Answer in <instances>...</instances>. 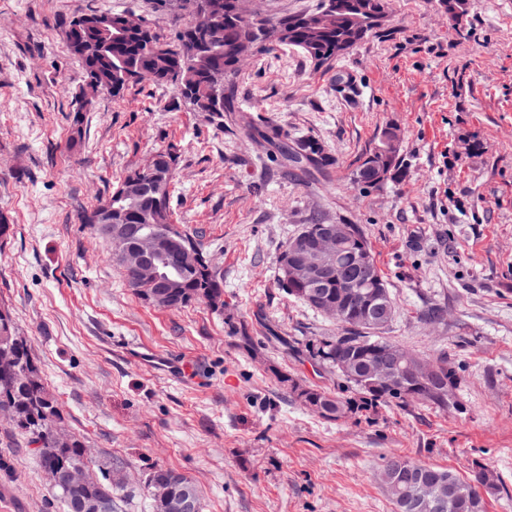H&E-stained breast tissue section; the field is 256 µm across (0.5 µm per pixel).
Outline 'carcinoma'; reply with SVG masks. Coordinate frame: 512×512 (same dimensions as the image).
I'll return each instance as SVG.
<instances>
[{"instance_id":"carcinoma-1","label":"carcinoma","mask_w":512,"mask_h":512,"mask_svg":"<svg viewBox=\"0 0 512 512\" xmlns=\"http://www.w3.org/2000/svg\"><path fill=\"white\" fill-rule=\"evenodd\" d=\"M179 7L195 13L200 10L211 16L209 32L198 35L192 24L179 30L172 41L163 42L148 31L144 34L122 26L121 12H92L81 15L84 23L77 26L70 20L66 42L70 53L78 58L84 80L112 85V96L120 95L129 84L149 81L173 87L177 103H184L196 112H214L216 107L231 112L234 107L224 96V83L236 73L241 62L253 52L273 46L298 48L309 58L322 64L336 58L339 45L352 49L379 25L384 0H319L316 10L289 15L280 19L255 14L244 19L237 14L236 0H177ZM326 14L328 23L318 21ZM111 25L103 24L105 19ZM258 137L289 162L300 168L325 166L330 158L324 146L311 138L288 142L272 126L257 131ZM384 142L372 150L353 173L355 183L376 187L392 178L405 175L399 151L383 150ZM176 157L170 152L156 155L151 171L134 170L112 190L105 200L82 215V223L93 234H98L97 217L110 209L114 224H137L156 239V262L170 280L174 301L166 304L154 296V289H135L144 302L158 308H183L191 303H204L213 310L224 309V276L215 269L207 254L195 239L175 224L170 200L174 181ZM357 236L343 245L335 261L350 270L358 265L360 250H370L360 229ZM176 236L180 244L173 248L169 238ZM288 295L320 313L324 309L310 301L312 288L304 282L282 279ZM356 304L345 311L340 324L349 331L334 341L323 344L320 357L332 367L343 355L351 357L360 371L370 369L379 346H394L388 341L361 335L372 326L359 319ZM417 369L428 366L434 377L414 380L407 390L393 391L377 385H364L345 373H340L374 402H416L448 410V387L455 386L454 370L448 367V356L443 354L434 362L407 352ZM0 408L7 409L5 420L18 432L37 445V455L43 469L65 464L80 469L84 484L75 490L51 487L65 509L71 512V503L81 496L105 502L109 512H117L112 496L118 468L100 470L101 476L89 473L92 462L85 443L61 428V414L57 399L46 388L40 369L28 341L19 335L8 311L0 308ZM280 382L290 386L301 403L322 418L335 421L350 411L347 401L321 389L302 386L293 378L282 375ZM171 475L173 491L186 490L201 502L195 484L184 474L170 468L154 467L150 475ZM430 473L434 477L431 495L443 504L438 512H485L483 494L499 489L497 476L482 464H476L467 478L451 469L432 464L417 463L400 456L384 459L379 479L389 493L395 512H416L397 498L394 488L405 491L411 476Z\"/></svg>"}]
</instances>
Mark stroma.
Listing matches in <instances>:
<instances>
[{"instance_id":"35a3bbf8","label":"stroma","mask_w":512,"mask_h":512,"mask_svg":"<svg viewBox=\"0 0 512 512\" xmlns=\"http://www.w3.org/2000/svg\"><path fill=\"white\" fill-rule=\"evenodd\" d=\"M385 0L381 25L342 59L246 58L215 116L172 109L144 81L94 97L75 125L82 69L66 24L127 12L171 40L188 12L154 0H0V304L30 342L61 426L96 466L124 465L118 512H152L151 467L185 474L203 512H394L376 478L399 455L469 476L494 469L487 512H512V0ZM318 139L325 170L296 169L249 135ZM394 128L408 175L352 174ZM176 157L171 206L224 275V308L138 299L111 247L82 224L130 171ZM306 224L360 225L398 314L381 338L447 355V411L366 399L317 354L341 326L288 296L279 256ZM439 307L444 317L426 319ZM169 355L165 373L129 346ZM285 373L349 401L332 422ZM0 512H63L35 447L0 420Z\"/></svg>"}]
</instances>
